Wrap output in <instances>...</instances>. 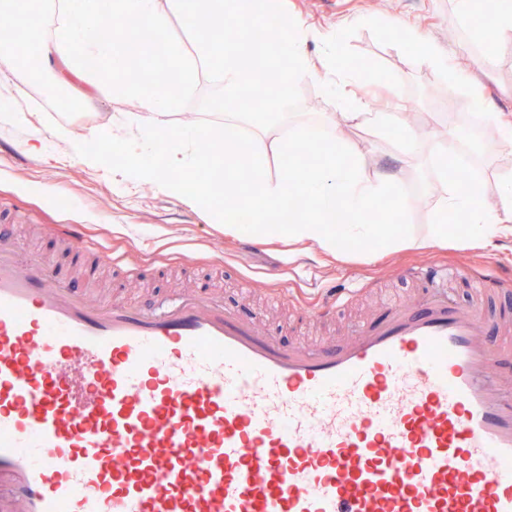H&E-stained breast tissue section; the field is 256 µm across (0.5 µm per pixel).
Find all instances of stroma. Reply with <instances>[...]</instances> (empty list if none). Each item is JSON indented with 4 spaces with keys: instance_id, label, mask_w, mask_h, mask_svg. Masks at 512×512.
<instances>
[{
    "instance_id": "stroma-1",
    "label": "stroma",
    "mask_w": 512,
    "mask_h": 512,
    "mask_svg": "<svg viewBox=\"0 0 512 512\" xmlns=\"http://www.w3.org/2000/svg\"><path fill=\"white\" fill-rule=\"evenodd\" d=\"M492 0H479L477 13L458 17L453 0H279L281 13L300 20L310 32L308 52L320 63L318 75L294 83L289 93L277 87L263 89L253 109L255 116L273 124L281 113L310 124L330 126L340 119L341 107L325 83L331 70L323 68L324 39L340 34L336 70L355 76L354 90L375 94L374 110L394 112L415 126L430 127V113L438 112L441 136L472 157V179L482 181L495 193L498 173L512 169L504 155L495 126L472 118L468 111L449 110V99L466 102L479 99L483 111L512 113V36L497 43L495 60L483 67L481 47L470 32L485 26ZM412 29L433 38L441 47L452 48L478 76L481 91L448 77L439 67L421 65L417 43L404 39ZM224 89L214 74L201 75L183 95L181 111L195 113L206 123L219 124L225 113L236 111L235 101L223 110L212 107ZM0 92L11 99L10 109L23 115V123L0 127V225L7 226L18 249L26 254L53 258L57 272L69 278L86 299L112 296L134 300L154 308L169 299L201 288L220 298L225 307L252 314L264 333L281 342H314L340 336L350 325L380 315L385 303L419 297L416 285L402 271L438 259L465 270H480L485 254L498 256L512 272V239L472 251L453 244L445 249L420 251L410 248L387 257L343 256L325 264L316 253L290 254L282 242L258 244L241 236L228 240L223 225L208 221L176 198L142 187L112 188L111 163L89 168L76 156V140L112 117L132 111L131 103L103 98L93 102L76 99L69 88H58L53 76L40 87L18 91L0 83ZM66 126L72 142L58 140L54 132ZM38 133L45 146L41 153L20 150L19 140ZM348 154H364L397 176L409 200L400 224L420 233L433 220L438 198L436 172L428 156L388 143L367 130L348 135ZM55 224H80L86 247L77 251L60 245L51 232ZM124 253L129 267L94 266L98 252ZM363 283V290L325 322L302 320L299 304H315L318 288L332 284L341 275ZM287 280L290 291L279 297L271 288Z\"/></svg>"
}]
</instances>
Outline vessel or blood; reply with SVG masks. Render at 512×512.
Masks as SVG:
<instances>
[{
	"label": "vessel or blood",
	"instance_id": "b4317fda",
	"mask_svg": "<svg viewBox=\"0 0 512 512\" xmlns=\"http://www.w3.org/2000/svg\"><path fill=\"white\" fill-rule=\"evenodd\" d=\"M448 272L286 347L213 297L88 305L0 229V512H512V278Z\"/></svg>",
	"mask_w": 512,
	"mask_h": 512
}]
</instances>
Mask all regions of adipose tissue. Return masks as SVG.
I'll return each instance as SVG.
<instances>
[{"label": "adipose tissue", "instance_id": "ef3b65f1", "mask_svg": "<svg viewBox=\"0 0 512 512\" xmlns=\"http://www.w3.org/2000/svg\"><path fill=\"white\" fill-rule=\"evenodd\" d=\"M240 4L261 10L274 8L276 0H110L108 12H100L98 0H55L52 8H30L23 0H0V17L11 18L13 28L0 31V72L11 75L14 83H28L20 66L23 46L19 28H26L39 47L37 64L54 71L73 93L83 99L105 96L130 100L133 112L114 116L108 132L95 133L80 144L79 158L87 166L99 165L104 157L102 143L112 145L113 154L125 162L124 179L173 196L199 209L224 225V233L236 237L248 232L253 241L265 243L285 239L289 244L340 258L345 250L370 253L381 249L395 253L411 247H447L454 235L445 216H464L468 247H483L512 238V173H502L495 200H488L484 184L458 179L448 166V148L442 140H422L414 126L389 112H374L366 95L350 90L348 82L334 85L344 113L341 123L329 130L326 162L300 166L294 161L298 145L309 141L310 128L295 126L288 136H274L269 125L254 123L242 128L232 116L223 125L212 126L207 136L195 115L175 121L172 110L181 102L182 89L193 86L200 72L218 68L227 94L254 84L262 66L281 71V89H290L301 78L313 75L306 51L307 29L291 17L281 19L279 35L287 57L265 52L261 65L251 62V54L238 50L222 54L219 46L200 43L195 51L179 42L165 48L168 85L153 88L138 80L131 69L116 68L112 58L122 51L130 32L127 22L165 31L170 14H184L193 27L209 31L224 27L225 5ZM123 26H114V19ZM98 62L88 69L86 59ZM369 129L379 135L422 147L439 176L435 218L423 235L398 232L392 226L365 222L364 215L382 199L388 200L387 214L398 218L408 200L392 176L364 156L343 160L349 129ZM276 167H268V159ZM228 163L237 177L224 185V207L211 205L212 184L201 175L205 163ZM252 205L250 227H242L229 210V203Z\"/></svg>", "mask_w": 512, "mask_h": 512}]
</instances>
